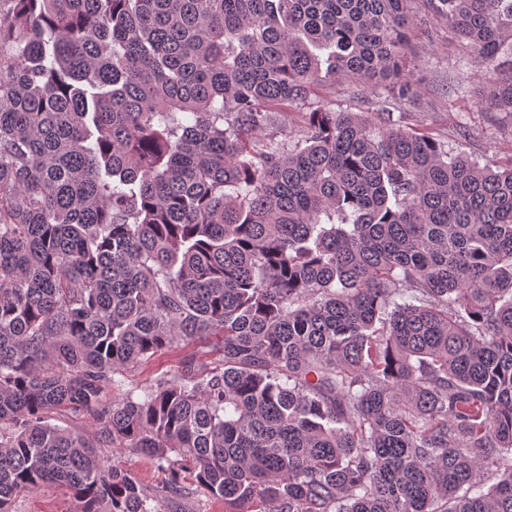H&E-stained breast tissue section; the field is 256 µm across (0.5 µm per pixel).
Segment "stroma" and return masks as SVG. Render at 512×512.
<instances>
[{
    "instance_id": "stroma-1",
    "label": "stroma",
    "mask_w": 512,
    "mask_h": 512,
    "mask_svg": "<svg viewBox=\"0 0 512 512\" xmlns=\"http://www.w3.org/2000/svg\"><path fill=\"white\" fill-rule=\"evenodd\" d=\"M417 65L416 94L403 104L409 125L428 129L457 155L491 169L512 156V116L493 112L478 103L475 89L480 82L474 66L465 64L467 50L450 38L443 21L422 12L410 42ZM219 358L216 341L199 339L161 351L121 375L120 385L104 388L103 402L126 392L143 397L164 376L183 372L186 365L211 368ZM108 460L132 472L145 493L161 486L164 475L154 460L125 449L105 448ZM77 505L63 489H42L20 495L12 512H76Z\"/></svg>"
}]
</instances>
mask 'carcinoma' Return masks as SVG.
I'll return each mask as SVG.
<instances>
[{
  "instance_id": "1",
  "label": "carcinoma",
  "mask_w": 512,
  "mask_h": 512,
  "mask_svg": "<svg viewBox=\"0 0 512 512\" xmlns=\"http://www.w3.org/2000/svg\"><path fill=\"white\" fill-rule=\"evenodd\" d=\"M421 2L512 115V0ZM415 24L416 0H0V512L52 486L161 512L187 478L224 512H512V157L394 117ZM336 81L379 109L314 100ZM206 336L217 367L102 403ZM52 424L61 426H68L77 430L82 431L88 437L95 440L100 435V425H98L91 416L82 412H66L60 414H54L49 420ZM101 450L110 462L115 460L124 469L132 472L140 481V485L145 493L153 494L161 486L164 474L158 469L156 463L151 458L132 452L129 449H115L113 451L112 446L101 448Z\"/></svg>"
}]
</instances>
